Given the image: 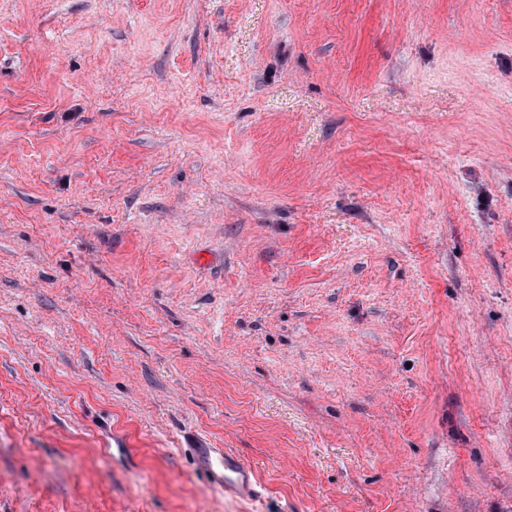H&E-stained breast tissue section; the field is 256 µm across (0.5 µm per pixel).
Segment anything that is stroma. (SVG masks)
<instances>
[{
    "label": "stroma",
    "instance_id": "1",
    "mask_svg": "<svg viewBox=\"0 0 512 512\" xmlns=\"http://www.w3.org/2000/svg\"><path fill=\"white\" fill-rule=\"evenodd\" d=\"M0 512H512V0H0ZM202 466L209 472L215 484L224 488L225 494L251 498L256 494L248 468L231 453L218 448H194Z\"/></svg>",
    "mask_w": 512,
    "mask_h": 512
}]
</instances>
